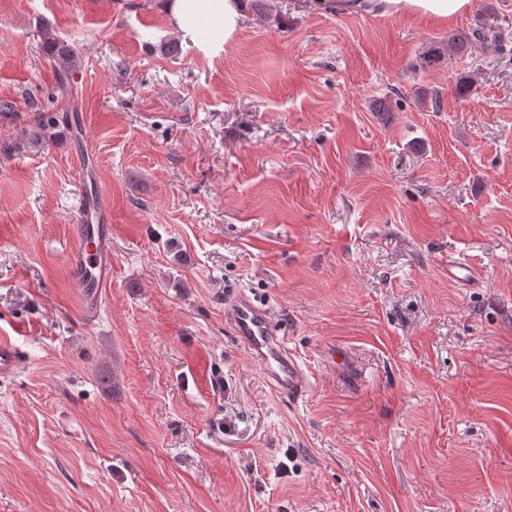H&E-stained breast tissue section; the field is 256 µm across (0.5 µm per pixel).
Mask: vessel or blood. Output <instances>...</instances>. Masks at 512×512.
I'll use <instances>...</instances> for the list:
<instances>
[{
    "instance_id": "b4317fda",
    "label": "vessel or blood",
    "mask_w": 512,
    "mask_h": 512,
    "mask_svg": "<svg viewBox=\"0 0 512 512\" xmlns=\"http://www.w3.org/2000/svg\"><path fill=\"white\" fill-rule=\"evenodd\" d=\"M72 276L90 302H97L112 280V235L109 225L86 219L77 226V242L70 253ZM224 320L257 362L276 397L290 403L304 398L313 382L297 356L278 333L271 310L243 292L224 307ZM22 366L17 346L0 336V380L14 377Z\"/></svg>"
}]
</instances>
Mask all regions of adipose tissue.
Masks as SVG:
<instances>
[{
  "label": "adipose tissue",
  "instance_id": "ef3b65f1",
  "mask_svg": "<svg viewBox=\"0 0 512 512\" xmlns=\"http://www.w3.org/2000/svg\"><path fill=\"white\" fill-rule=\"evenodd\" d=\"M470 3L471 0H313L315 9L321 12L415 14L441 21L462 14ZM165 10L183 34L198 37L203 30L211 31V40L199 44L207 53L220 49L245 16L243 0H166Z\"/></svg>",
  "mask_w": 512,
  "mask_h": 512
}]
</instances>
